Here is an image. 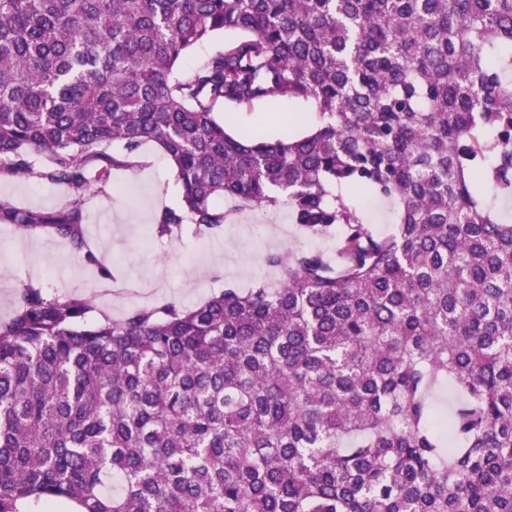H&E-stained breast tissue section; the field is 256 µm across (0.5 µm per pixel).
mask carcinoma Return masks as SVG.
Returning a JSON list of instances; mask_svg holds the SVG:
<instances>
[{
	"instance_id": "carcinoma-1",
	"label": "carcinoma",
	"mask_w": 512,
	"mask_h": 512,
	"mask_svg": "<svg viewBox=\"0 0 512 512\" xmlns=\"http://www.w3.org/2000/svg\"><path fill=\"white\" fill-rule=\"evenodd\" d=\"M260 103L316 123L260 140L215 117ZM146 143L180 185L157 234L285 206L336 255L270 253L274 284L101 321L21 289L0 512H512V224L486 192L512 198V0H0V176L68 191L0 199V223L97 263L85 197ZM230 35L221 34L215 38H212L204 43L198 45L190 55H188L182 63V68L185 70L191 69L197 63L202 61L203 59L209 57L216 50L221 48L224 44V41L230 38ZM0 197L22 208L52 210L67 197L63 185L52 184L38 177L29 179L0 177ZM357 197L367 208L369 217L380 233L388 234L394 229V205L392 202L373 198L367 194H357Z\"/></svg>"
}]
</instances>
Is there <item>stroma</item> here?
Returning a JSON list of instances; mask_svg holds the SVG:
<instances>
[{
    "label": "stroma",
    "mask_w": 512,
    "mask_h": 512,
    "mask_svg": "<svg viewBox=\"0 0 512 512\" xmlns=\"http://www.w3.org/2000/svg\"><path fill=\"white\" fill-rule=\"evenodd\" d=\"M228 128L257 137L285 132L279 108L269 103L233 111ZM138 159L137 167L113 171L104 192L87 200L86 237L99 265H87L64 240L27 237L0 224V322L11 316L17 291L26 284L50 299H92L91 320L117 319L139 306L175 301L192 307L227 288L244 291L275 280L266 254L335 246L331 238L304 236L284 208L242 210L217 233L187 227L177 236L157 237L155 214L176 205L180 190L155 145L141 146ZM0 197L22 208L52 210L66 199L67 189L37 177H0ZM104 268L110 278H102Z\"/></svg>",
    "instance_id": "35a3bbf8"
}]
</instances>
